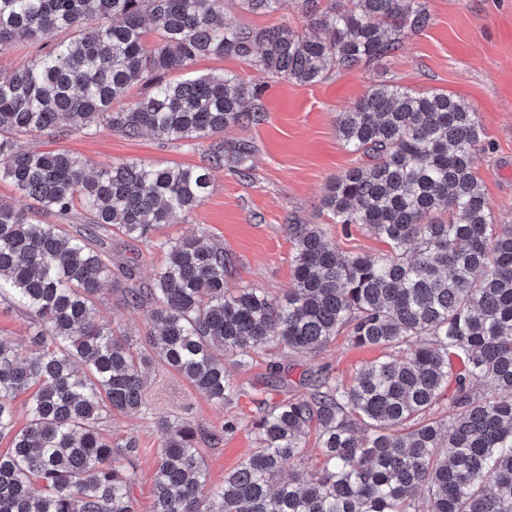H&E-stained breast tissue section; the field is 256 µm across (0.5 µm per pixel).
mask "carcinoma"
<instances>
[{"label": "carcinoma", "mask_w": 512, "mask_h": 512, "mask_svg": "<svg viewBox=\"0 0 512 512\" xmlns=\"http://www.w3.org/2000/svg\"><path fill=\"white\" fill-rule=\"evenodd\" d=\"M281 0H240L252 13ZM303 29L224 24V0H0V56L31 59L0 80V179L20 191L0 200V302L23 305L35 349L0 339V512H136L137 442L112 443L116 414L152 418L160 436L153 512H512V225L495 223L473 171L485 131L478 112L449 93L377 84L336 117L344 146L370 162L328 182L331 221L381 239L370 258L336 249L322 227L292 224L294 287L224 288L232 259L200 238L154 241L175 216L191 218L226 168L244 176L253 146L224 129L260 121L248 110L261 87L236 74L170 77L205 56L242 58L259 74L301 85L394 56L428 18L421 0H295ZM156 39L147 40V25ZM50 32L64 37L43 42ZM138 86L140 97L114 108ZM145 133L193 149L202 166L112 161L90 170L60 151L24 149L40 134ZM86 224H47L76 209ZM115 231L167 252L143 286L112 272L100 235ZM153 306L156 332L139 341L100 322L104 295ZM345 333L383 359L346 385L319 372L305 392L268 406L258 446L224 484L208 480L197 429L143 397L158 363L224 405L239 366L275 349L283 361L324 349ZM461 368H456L454 361ZM35 389L15 428L14 400ZM448 408H434L446 391ZM324 457L303 460L310 434Z\"/></svg>", "instance_id": "carcinoma-1"}]
</instances>
